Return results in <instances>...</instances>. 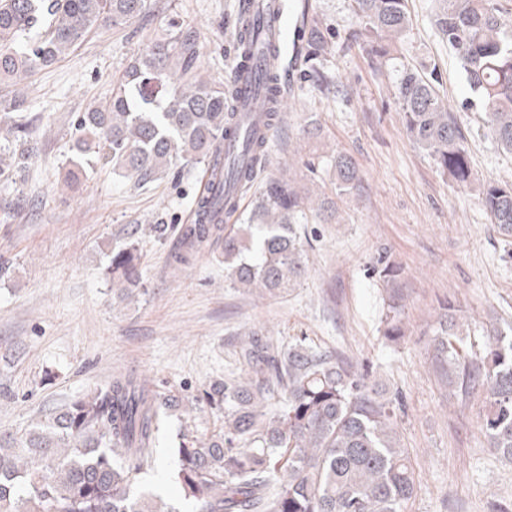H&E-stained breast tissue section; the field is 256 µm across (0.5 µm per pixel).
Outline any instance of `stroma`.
Here are the masks:
<instances>
[{
  "label": "stroma",
  "mask_w": 512,
  "mask_h": 512,
  "mask_svg": "<svg viewBox=\"0 0 512 512\" xmlns=\"http://www.w3.org/2000/svg\"><path fill=\"white\" fill-rule=\"evenodd\" d=\"M239 3L147 0L132 23L89 34L21 84L35 152L0 178V433L23 431L113 375L139 372L180 402L140 481L184 507L175 452L181 426L191 422L203 435L223 428V414L191 404L213 383L245 377L240 346L258 334L276 345L338 352L383 386L398 406L394 426L416 472L403 512L511 505L512 466L489 445L483 393L449 392L433 352L447 304L468 332L460 345L466 353L512 324V239L498 234L479 200L481 182L512 183V155L489 136L435 28L434 0H409L412 25L394 55L439 79L467 139L476 182L465 190L408 136L396 73L358 40L350 0H286L280 120L266 167L242 194L234 221L248 223L272 177L336 200L338 218L311 212L299 225L308 273L280 296L232 287L219 247L173 261L177 226L195 220L206 163L139 186L101 164L82 186L65 185L76 113L108 99L113 80L154 43L192 33L197 70L211 83L228 82ZM339 151L361 178L355 193L341 197L331 167ZM158 224L167 232H155ZM131 229L144 290L124 301L112 288L110 252ZM382 254L400 269L404 334L395 341L383 334L388 293L375 270Z\"/></svg>",
  "instance_id": "stroma-1"
}]
</instances>
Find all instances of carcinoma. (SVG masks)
I'll use <instances>...</instances> for the list:
<instances>
[{
	"label": "carcinoma",
	"mask_w": 512,
	"mask_h": 512,
	"mask_svg": "<svg viewBox=\"0 0 512 512\" xmlns=\"http://www.w3.org/2000/svg\"><path fill=\"white\" fill-rule=\"evenodd\" d=\"M146 0H0V84L20 85L90 33L131 22ZM435 26L481 103L492 140L512 154V22L493 0H439ZM361 36L380 64L410 30L408 0H352ZM243 6L238 47L259 30ZM195 40L157 42L117 78L112 96L78 113L76 153L112 164L144 184L190 163L209 161L207 192L197 220L179 228L175 262L222 240L226 278L234 287L276 296L306 275L300 234L305 211L328 218L333 203L279 179L260 193L255 224L226 230L224 182L252 184L268 145L247 132L231 94L194 73ZM407 134L461 188L474 180L465 136L448 112L436 80L409 64L395 67ZM20 90L0 95V112H24ZM239 131L243 166L222 155L224 134ZM4 140L29 137L20 119L0 126ZM336 195L357 189L352 160L333 158ZM480 201L498 233L512 238V184L483 183ZM135 244L112 249L113 286L123 298L138 290ZM384 336H403L399 293L390 292ZM463 335L453 305L433 341L440 378L451 391L482 389V426L492 447L512 463V325L493 330L483 348L460 355ZM242 358L254 376L216 383L200 402L224 409V428L207 437L184 432L176 448L177 479L192 512H403L416 476L394 428L393 402L368 373L331 352L295 343L279 349L251 337ZM171 399L134 373L112 377L92 395L71 400L14 437L0 434V512H180L137 487L154 468L155 448Z\"/></svg>",
	"instance_id": "carcinoma-1"
}]
</instances>
